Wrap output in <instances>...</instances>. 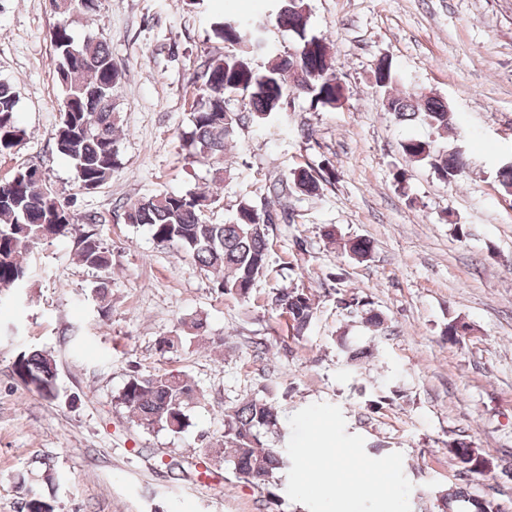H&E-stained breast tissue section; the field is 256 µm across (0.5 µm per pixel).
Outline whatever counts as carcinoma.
Masks as SVG:
<instances>
[{"label": "carcinoma", "instance_id": "cac0c4a2", "mask_svg": "<svg viewBox=\"0 0 512 512\" xmlns=\"http://www.w3.org/2000/svg\"><path fill=\"white\" fill-rule=\"evenodd\" d=\"M56 24L49 31L56 57V77L70 111L61 113L54 133L59 154L75 167L78 186L94 191L104 186L121 168L118 150L120 115L115 110L114 90L121 73L113 66L112 53L101 39L81 43L72 33L73 15L95 12L100 0H50ZM310 11L306 0H278L275 11L255 26L251 22L223 16L211 23L214 37L224 43L222 54L209 56L200 66L201 93L194 101L191 125L183 133L182 147L203 161L219 164L215 178L223 181L222 166L228 145L241 126L265 123L283 111L290 95L304 96L315 107L336 108L342 84L336 75V58L326 39L310 34ZM272 27H285L295 36L292 52L278 55L268 45ZM377 85L391 88L395 74L388 58L378 59ZM241 97V110L227 107L231 94ZM17 91L0 78V155L12 153L27 132L17 119ZM387 111L400 122L418 117L438 130L455 126L454 111L448 102L421 92H387ZM408 163L424 162L436 176L450 182L467 166L460 151L441 150L428 141L407 139L400 145ZM31 166L18 168L0 181V292L19 288L27 278L23 253L44 241L67 237L77 230L78 218L70 211L46 177L32 179ZM323 175L311 167L293 172V185L303 194L319 191ZM215 195L190 190L185 193L159 192L132 200L124 206L127 224L146 225L153 238L183 250L222 294L241 299L250 297L256 280L268 268V235L274 224L269 203L260 207L250 200L239 203L229 223L212 222L209 213ZM90 229L79 233L75 245L78 260L103 273L95 288L99 312L107 313L110 298L109 271L112 251L104 245L92 225L94 216L83 218ZM358 261L371 257L372 245L363 238L345 243ZM271 303L291 323L298 337L304 336L315 314L313 294L299 288L276 290ZM185 336L163 338L158 347L166 352L182 340L205 337L206 319L194 317L184 323ZM17 378L30 390L48 400L58 397L57 367L52 355L38 350L22 351L13 362ZM198 399L194 381L180 372L134 375L128 379L118 400L136 418L138 425L167 430L173 434L190 426L187 408ZM278 411L272 398L255 397L243 401L227 415L224 424V461L231 464L237 478L266 488L288 468L282 451L265 440V434H279ZM449 452L466 473L483 472L477 450L456 442ZM441 512L455 502H464L462 491L440 487L434 491ZM27 512H53L40 486L26 491Z\"/></svg>", "mask_w": 512, "mask_h": 512}]
</instances>
